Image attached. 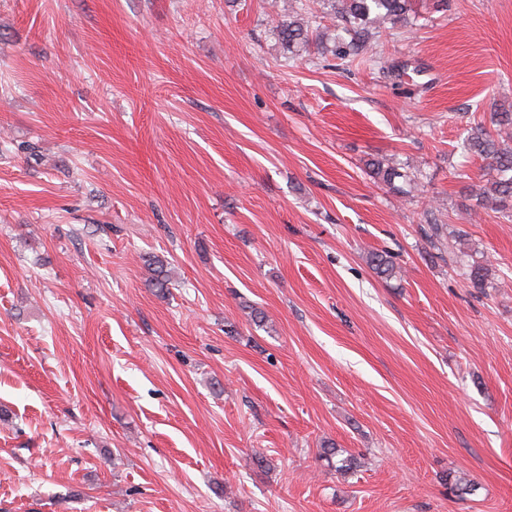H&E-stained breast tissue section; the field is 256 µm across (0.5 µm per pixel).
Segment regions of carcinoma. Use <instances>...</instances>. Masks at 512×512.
Instances as JSON below:
<instances>
[{
    "label": "carcinoma",
    "mask_w": 512,
    "mask_h": 512,
    "mask_svg": "<svg viewBox=\"0 0 512 512\" xmlns=\"http://www.w3.org/2000/svg\"><path fill=\"white\" fill-rule=\"evenodd\" d=\"M338 24L334 34L326 32L313 34L310 21L295 12L284 15L277 25L281 45L288 53L297 56L305 50L313 39H318V50L324 54L331 52L337 59L353 64L366 61L372 30L380 24L389 22L393 25L407 22L411 0H326ZM493 129L481 124L470 127L464 141V150L473 157L488 162V178L477 189L470 190L481 206H488L496 211L512 214V144L502 138V132L512 127V108H498L492 113ZM368 170L375 180L387 186H394L397 177L409 179L410 175L401 174L395 168L379 159L367 162ZM366 260L377 277L390 280L401 275L391 257L384 252H370ZM490 269L481 261L468 265L467 277L472 287L484 288ZM148 284L160 292L169 288L170 278L164 264L157 260L149 268ZM345 450L329 446L322 449V457L340 474L352 469L355 457L351 454L344 458Z\"/></svg>",
    "instance_id": "cac0c4a2"
}]
</instances>
